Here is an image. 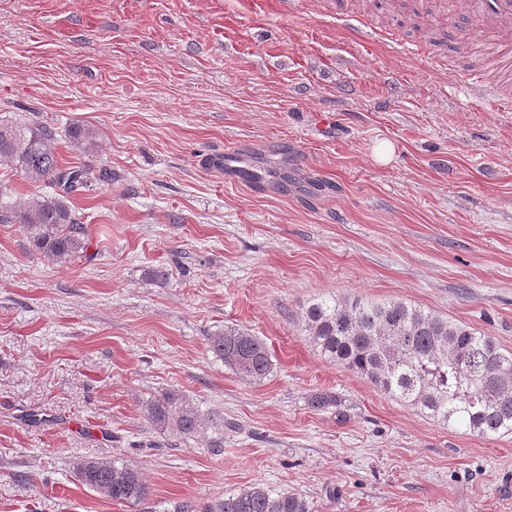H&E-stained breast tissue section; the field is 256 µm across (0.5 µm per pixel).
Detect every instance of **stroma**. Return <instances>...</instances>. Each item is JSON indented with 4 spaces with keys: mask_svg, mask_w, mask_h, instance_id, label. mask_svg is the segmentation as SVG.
Masks as SVG:
<instances>
[{
    "mask_svg": "<svg viewBox=\"0 0 512 512\" xmlns=\"http://www.w3.org/2000/svg\"><path fill=\"white\" fill-rule=\"evenodd\" d=\"M413 8L0 0V121L92 128L99 151L61 137L58 157L112 171L71 198L89 259L0 223V512H177L257 483L318 512H512V434L420 414L299 323L320 296L401 300L512 353V112L470 84L496 81L497 49L469 10ZM227 148L261 189L202 167ZM227 327L266 343L265 379L209 352ZM166 391L196 434L147 419ZM91 457L138 466L147 497L83 487ZM144 409L155 426L179 434L196 433L201 425L198 408L186 395L178 392H165L160 397L151 398Z\"/></svg>",
    "mask_w": 512,
    "mask_h": 512,
    "instance_id": "1",
    "label": "stroma"
}]
</instances>
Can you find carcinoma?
Wrapping results in <instances>:
<instances>
[{
	"label": "carcinoma",
	"instance_id": "1",
	"mask_svg": "<svg viewBox=\"0 0 512 512\" xmlns=\"http://www.w3.org/2000/svg\"><path fill=\"white\" fill-rule=\"evenodd\" d=\"M66 136L94 153L98 134L81 125ZM57 131L41 123H0V159L30 183L52 192L30 199L0 184V222L20 224L32 245L56 263L90 258L88 231L69 197L112 180V172L64 166L56 156ZM301 324L321 355L360 374L373 386L446 426L480 437L512 434V353L461 321L404 301L373 302L319 297L301 313ZM209 351L242 379L260 381L273 368L265 342L227 327L209 338ZM144 409L155 426L190 435L201 425L185 395L165 392ZM79 481L117 503L145 499L137 466L106 458L90 460ZM202 512H315L306 497L256 485L218 499Z\"/></svg>",
	"mask_w": 512,
	"mask_h": 512
}]
</instances>
